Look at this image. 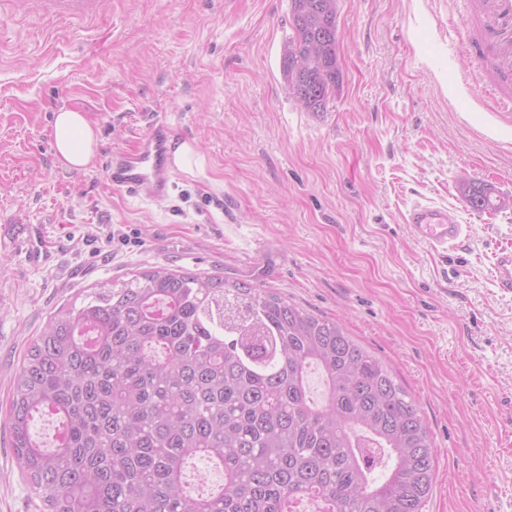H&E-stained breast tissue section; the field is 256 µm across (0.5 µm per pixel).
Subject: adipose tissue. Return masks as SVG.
I'll use <instances>...</instances> for the list:
<instances>
[{"label": "adipose tissue", "instance_id": "obj_1", "mask_svg": "<svg viewBox=\"0 0 512 512\" xmlns=\"http://www.w3.org/2000/svg\"><path fill=\"white\" fill-rule=\"evenodd\" d=\"M53 136L56 154L64 167L88 169L96 154L98 138L84 112L60 108L55 114Z\"/></svg>", "mask_w": 512, "mask_h": 512}]
</instances>
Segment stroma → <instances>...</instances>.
<instances>
[{
	"label": "stroma",
	"mask_w": 512,
	"mask_h": 512,
	"mask_svg": "<svg viewBox=\"0 0 512 512\" xmlns=\"http://www.w3.org/2000/svg\"><path fill=\"white\" fill-rule=\"evenodd\" d=\"M462 0H337L342 85L326 111L288 95L290 0H106L90 21L17 24L0 48V512H34L8 409L28 342L59 308L144 268L272 291L349 334L415 397L434 477L423 512H512V294L493 264L512 208V107L469 69ZM94 122L62 167L55 111ZM196 165L168 198L112 189L105 159L154 116ZM417 201L469 225L446 255L418 242ZM53 251L31 265L25 226ZM55 150L62 165L70 170H86L96 154L98 138L85 112L61 107L53 125ZM464 192L467 205L477 212L498 210L509 205L508 200L495 196L494 190L487 184L471 183Z\"/></svg>",
	"instance_id": "35a3bbf8"
}]
</instances>
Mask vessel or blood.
<instances>
[{"label":"vessel or blood","mask_w":512,"mask_h":512,"mask_svg":"<svg viewBox=\"0 0 512 512\" xmlns=\"http://www.w3.org/2000/svg\"><path fill=\"white\" fill-rule=\"evenodd\" d=\"M12 15L23 18L55 16L83 20L97 16L101 0H8ZM477 31L468 36V56L476 72L493 70L495 88L512 81V0H479L475 14ZM178 133L166 119L154 118L145 133L137 135L128 149L113 150L107 160L108 179L113 189L144 198L162 200L169 196L181 171L174 161ZM405 221L413 236L437 254L463 245L468 225L458 223L446 207L417 202ZM16 250L34 265L47 263L52 253L37 233L17 241ZM499 288L512 293V247L502 248L495 258Z\"/></svg>","instance_id":"1"}]
</instances>
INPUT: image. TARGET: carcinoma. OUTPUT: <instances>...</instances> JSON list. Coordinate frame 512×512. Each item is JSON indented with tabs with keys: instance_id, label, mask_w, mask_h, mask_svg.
<instances>
[{
	"instance_id": "1",
	"label": "carcinoma",
	"mask_w": 512,
	"mask_h": 512,
	"mask_svg": "<svg viewBox=\"0 0 512 512\" xmlns=\"http://www.w3.org/2000/svg\"><path fill=\"white\" fill-rule=\"evenodd\" d=\"M328 2L291 0L283 74L309 112L340 81ZM465 201L509 205L483 183ZM42 413L60 422L50 449L30 433ZM8 414L36 512H422L432 486L428 427L392 372L343 324L226 277L158 267L99 283L30 340ZM196 457L222 469L219 489L188 490Z\"/></svg>"
}]
</instances>
